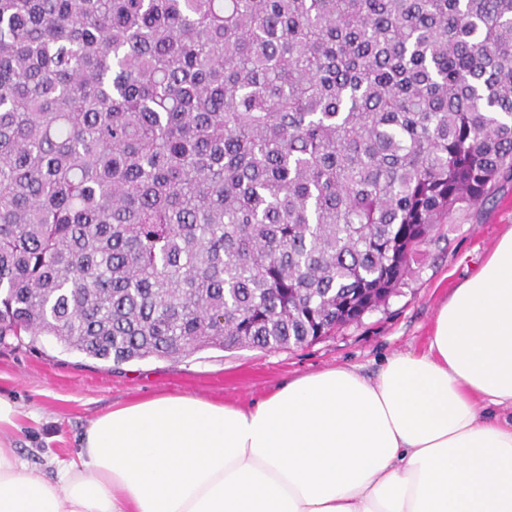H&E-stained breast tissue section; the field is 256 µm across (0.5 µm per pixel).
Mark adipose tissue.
Returning <instances> with one entry per match:
<instances>
[{"instance_id":"obj_1","label":"adipose tissue","mask_w":512,"mask_h":512,"mask_svg":"<svg viewBox=\"0 0 512 512\" xmlns=\"http://www.w3.org/2000/svg\"><path fill=\"white\" fill-rule=\"evenodd\" d=\"M512 227L426 352L336 366L248 407L191 395L98 416L54 476L0 397V512H512Z\"/></svg>"}]
</instances>
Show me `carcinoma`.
<instances>
[{
	"label": "carcinoma",
	"mask_w": 512,
	"mask_h": 512,
	"mask_svg": "<svg viewBox=\"0 0 512 512\" xmlns=\"http://www.w3.org/2000/svg\"><path fill=\"white\" fill-rule=\"evenodd\" d=\"M512 180V0H0V338L298 347Z\"/></svg>",
	"instance_id": "obj_1"
}]
</instances>
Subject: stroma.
I'll return each instance as SVG.
<instances>
[{"label":"stroma","mask_w":512,"mask_h":512,"mask_svg":"<svg viewBox=\"0 0 512 512\" xmlns=\"http://www.w3.org/2000/svg\"><path fill=\"white\" fill-rule=\"evenodd\" d=\"M512 225V181L487 202L453 214L418 247L412 273L387 307L302 347L205 349L176 359L121 365L65 350L51 338L0 339V396L19 411L15 444L45 471L68 459L92 420L112 405L155 395H192L246 405L288 379L338 365L372 375L394 352L426 350L436 311L474 273Z\"/></svg>","instance_id":"35a3bbf8"}]
</instances>
